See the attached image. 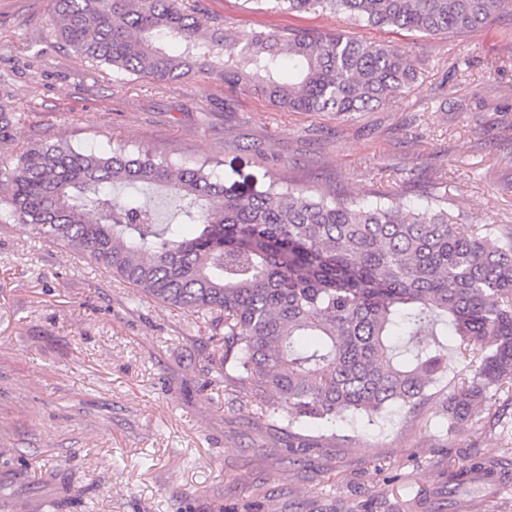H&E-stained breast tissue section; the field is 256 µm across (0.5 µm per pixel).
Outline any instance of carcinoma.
<instances>
[{
	"label": "carcinoma",
	"mask_w": 512,
	"mask_h": 512,
	"mask_svg": "<svg viewBox=\"0 0 512 512\" xmlns=\"http://www.w3.org/2000/svg\"><path fill=\"white\" fill-rule=\"evenodd\" d=\"M80 56L112 73L175 80L204 73L295 112H362L411 88L402 47L305 30L200 31L186 0H53ZM427 35L471 33L512 0H244ZM15 116L0 105V143ZM223 161L189 167L152 147L107 151L31 142L0 162V222L112 270L128 287L192 315L218 314L217 373L261 414L280 416L290 448L319 421L414 408L448 371V342L473 378L448 396L472 420L489 391L512 387V229L470 224L428 196H338L274 178L236 192ZM163 188L170 220L140 199Z\"/></svg>",
	"instance_id": "cac0c4a2"
}]
</instances>
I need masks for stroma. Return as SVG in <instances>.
<instances>
[{"label":"stroma","instance_id":"35a3bbf8","mask_svg":"<svg viewBox=\"0 0 512 512\" xmlns=\"http://www.w3.org/2000/svg\"><path fill=\"white\" fill-rule=\"evenodd\" d=\"M196 0L201 31L307 28L405 46L419 88L366 112H286L206 75L119 77L79 56L52 0H0V103L20 118L0 144L103 151L159 146L186 164L223 160L245 192L275 177L406 202L435 194L481 224L512 225V9L466 35L426 36L321 13L245 11ZM211 319L156 303L109 269L0 223V485L10 512L69 495L70 512H512V389L450 426L467 359L416 410L308 427L299 454L284 421L210 376ZM483 462L504 484L452 487Z\"/></svg>","mask_w":512,"mask_h":512}]
</instances>
